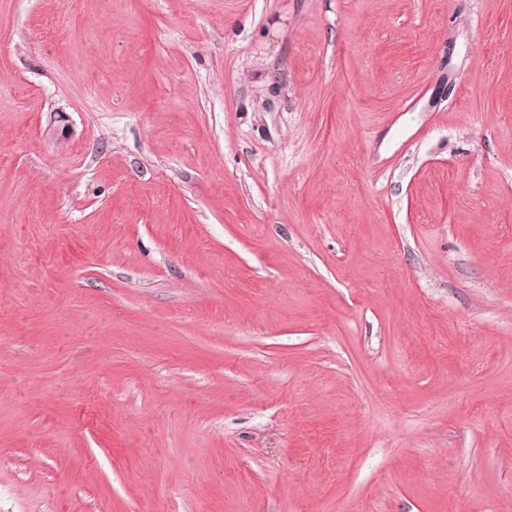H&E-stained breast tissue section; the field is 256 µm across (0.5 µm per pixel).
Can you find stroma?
I'll return each mask as SVG.
<instances>
[{"label":"stroma","instance_id":"35a3bbf8","mask_svg":"<svg viewBox=\"0 0 512 512\" xmlns=\"http://www.w3.org/2000/svg\"><path fill=\"white\" fill-rule=\"evenodd\" d=\"M0 512H512V0H0Z\"/></svg>","mask_w":512,"mask_h":512}]
</instances>
